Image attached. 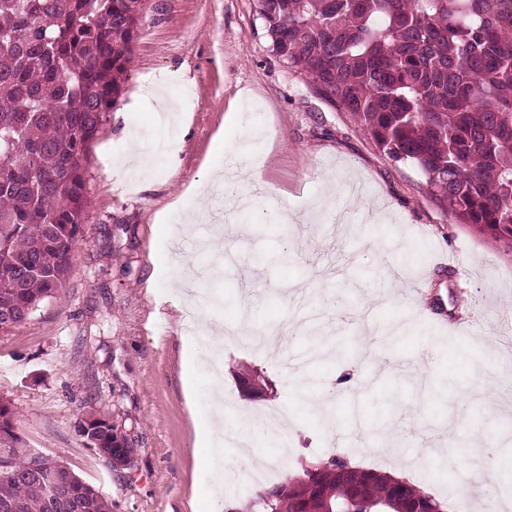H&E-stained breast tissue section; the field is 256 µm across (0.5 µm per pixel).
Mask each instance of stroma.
<instances>
[{
  "label": "stroma",
  "instance_id": "obj_1",
  "mask_svg": "<svg viewBox=\"0 0 512 512\" xmlns=\"http://www.w3.org/2000/svg\"><path fill=\"white\" fill-rule=\"evenodd\" d=\"M230 112L253 136L225 139L226 186L202 210L190 186L209 182L208 151ZM175 137L172 158L163 144ZM136 142L152 156L141 172L122 165ZM85 179L88 221L64 288L0 336V399L30 446L68 464L112 512H247L262 489L233 443L221 495L194 456L198 408L181 364L195 338L170 268L206 237L224 245L223 269L205 281L224 304L200 313L224 327V393L237 410L284 404L293 415L286 432L254 435L255 457L300 475L338 454L403 476L445 512L462 500L512 512L465 446L479 432L499 478L512 474V364L498 355L512 340V240L450 223L418 167L388 158L276 57L258 0H151ZM228 194L246 209L227 211ZM159 216L190 234L152 243ZM461 316L466 340L447 326ZM246 368L271 391H246ZM458 411L469 430L448 448L441 427ZM90 413L127 436L129 466L111 467L78 435Z\"/></svg>",
  "mask_w": 512,
  "mask_h": 512
}]
</instances>
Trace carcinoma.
Here are the masks:
<instances>
[{
	"instance_id": "obj_1",
	"label": "carcinoma",
	"mask_w": 512,
	"mask_h": 512,
	"mask_svg": "<svg viewBox=\"0 0 512 512\" xmlns=\"http://www.w3.org/2000/svg\"><path fill=\"white\" fill-rule=\"evenodd\" d=\"M148 0H0V335L58 296L88 218L89 143L126 79ZM288 67L350 113L395 161L416 164L449 220L512 237V0H259ZM77 433L129 454L103 416ZM0 512H51L48 475L76 512L99 491L32 448L0 400ZM332 454L259 492L252 512H443L416 485Z\"/></svg>"
}]
</instances>
